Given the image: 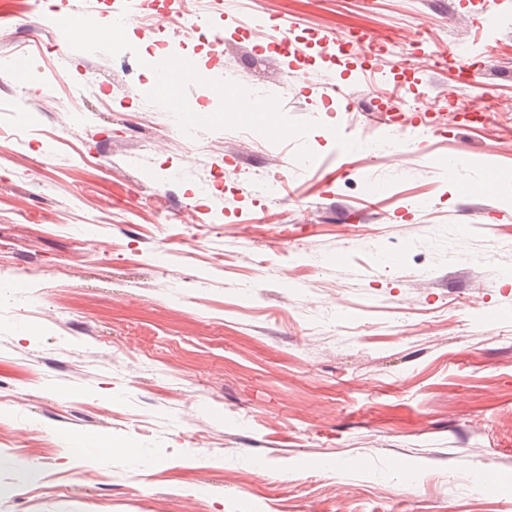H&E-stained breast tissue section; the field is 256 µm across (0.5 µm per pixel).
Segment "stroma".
Masks as SVG:
<instances>
[{
  "instance_id": "stroma-1",
  "label": "stroma",
  "mask_w": 512,
  "mask_h": 512,
  "mask_svg": "<svg viewBox=\"0 0 512 512\" xmlns=\"http://www.w3.org/2000/svg\"><path fill=\"white\" fill-rule=\"evenodd\" d=\"M50 2L9 0L0 28L33 71L0 70V512H512V0L208 15L224 53L173 43L198 71L181 93L224 113L207 77L229 71L277 119L233 153L202 128L203 155L108 56L142 62L133 25L61 23L119 0ZM270 18L388 53L296 82ZM395 89L437 131L407 110L395 154L343 155ZM369 172L374 198L345 183Z\"/></svg>"
}]
</instances>
